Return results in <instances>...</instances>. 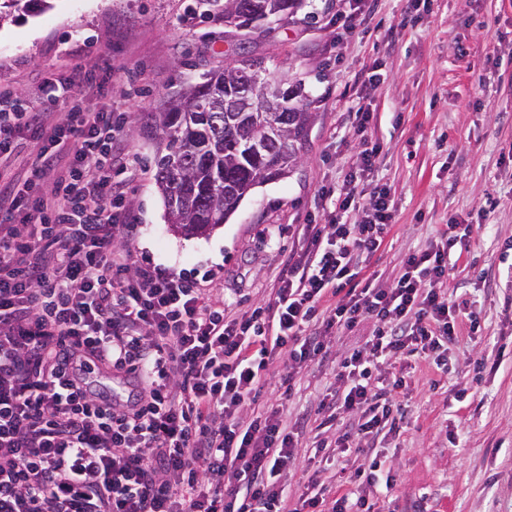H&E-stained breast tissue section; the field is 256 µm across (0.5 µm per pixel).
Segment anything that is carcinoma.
Masks as SVG:
<instances>
[{
	"label": "carcinoma",
	"instance_id": "carcinoma-1",
	"mask_svg": "<svg viewBox=\"0 0 512 512\" xmlns=\"http://www.w3.org/2000/svg\"><path fill=\"white\" fill-rule=\"evenodd\" d=\"M306 0H200L201 15L217 18L236 29L248 28L259 15L270 22L294 19ZM249 77L265 71L250 56L211 70L201 81L188 83L163 112L164 142L154 158L155 181L163 196L166 216L177 217L175 228L185 236L204 235L224 223L256 185L283 176L282 166L302 159L312 113L306 110L301 83L288 86L293 111L281 114V138L267 151L251 153L247 139L263 135L259 115L235 123L236 112L224 111V93L233 85L240 66Z\"/></svg>",
	"mask_w": 512,
	"mask_h": 512
}]
</instances>
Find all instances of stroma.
Listing matches in <instances>:
<instances>
[{"instance_id":"obj_1","label":"stroma","mask_w":512,"mask_h":512,"mask_svg":"<svg viewBox=\"0 0 512 512\" xmlns=\"http://www.w3.org/2000/svg\"><path fill=\"white\" fill-rule=\"evenodd\" d=\"M345 2L307 0L294 21L244 34L199 18L196 0H32L27 12L0 17V77L26 92L96 68L81 105L128 120L139 252L187 274L213 272L215 298L243 309L269 300L293 244L269 240L268 228L320 215L321 185H343L364 142L378 144L362 185H386L397 215L368 272L388 284L437 225H472L469 251L448 261V289L479 329L460 322L447 370L424 359L409 367L402 433L381 443L398 485L377 510L512 512V0H365L341 39ZM241 52L302 83L313 114L304 155L287 177L256 185L226 223L187 237L165 217L153 124L187 83ZM359 103L373 115L364 142L352 129ZM372 330L368 320L332 337L329 360L305 371L286 400L285 414L306 427L290 490L306 469L335 482V460L308 445L313 405L335 391L340 360Z\"/></svg>"}]
</instances>
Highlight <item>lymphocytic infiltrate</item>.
Returning a JSON list of instances; mask_svg holds the SVG:
<instances>
[{"instance_id":"1","label":"lymphocytic infiltrate","mask_w":512,"mask_h":512,"mask_svg":"<svg viewBox=\"0 0 512 512\" xmlns=\"http://www.w3.org/2000/svg\"><path fill=\"white\" fill-rule=\"evenodd\" d=\"M96 79L49 96L0 85V512H375L397 471L373 442L405 418V378L382 369L446 364L459 319L448 257L464 236L447 225L376 286L364 269L395 214L386 187L362 196L352 173L323 188V223L297 225L271 300L229 313L210 285L138 255L112 178L139 171L126 124L76 109ZM350 211L359 223L343 222ZM366 319L373 334L340 362L334 402L317 403L314 441L364 460L350 490L308 473L291 496L298 441L280 402L329 360L331 333ZM92 366L128 397L93 388ZM341 413L354 424L337 432Z\"/></svg>"}]
</instances>
